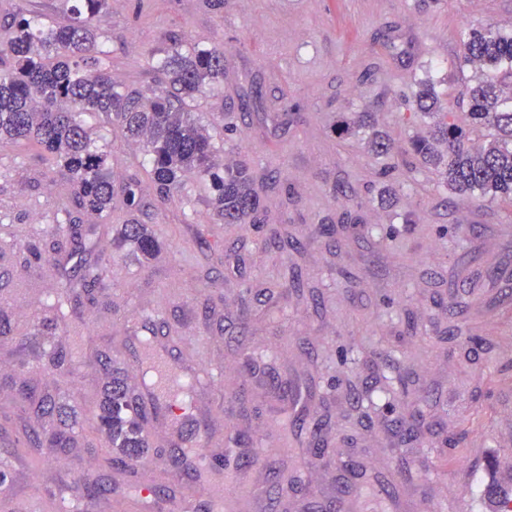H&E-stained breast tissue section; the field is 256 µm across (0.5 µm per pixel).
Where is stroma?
I'll use <instances>...</instances> for the list:
<instances>
[{"instance_id": "35a3bbf8", "label": "stroma", "mask_w": 512, "mask_h": 512, "mask_svg": "<svg viewBox=\"0 0 512 512\" xmlns=\"http://www.w3.org/2000/svg\"><path fill=\"white\" fill-rule=\"evenodd\" d=\"M118 84L163 89L158 61L173 39L224 50V91L191 103L233 165L263 178L257 225L213 219L208 186L187 175L158 197L143 146L91 114L120 179L139 180L145 210L114 202L111 218L82 212L86 247L74 250L58 216L70 177L26 143L0 145V240L15 249L0 265V289L21 276L54 293L88 263L108 265L107 287L79 301L71 323L91 342L60 331L65 371L30 368L38 356L35 295L0 296V434L48 426L21 412L29 383L53 399L76 388L97 410L117 366L120 323L138 308L163 307L161 331L182 358L203 337L222 385L201 406L228 408L241 444L291 421L288 512H331L353 461L363 475L358 512H490L488 484L512 489V204L452 193L402 152L426 134L414 93L427 81L458 124L468 117L477 75L460 65V35L512 33V0H111L94 19ZM365 116L348 136L335 128ZM393 144L384 157L368 140ZM147 224L161 250L136 260L103 252L118 225ZM39 243L41 261L26 246ZM287 281V293L277 284ZM321 422L324 454L301 425ZM238 483L269 512L278 483L260 466Z\"/></svg>"}]
</instances>
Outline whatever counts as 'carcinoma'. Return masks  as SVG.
Segmentation results:
<instances>
[{"mask_svg": "<svg viewBox=\"0 0 512 512\" xmlns=\"http://www.w3.org/2000/svg\"><path fill=\"white\" fill-rule=\"evenodd\" d=\"M75 2L63 23H46L18 11L4 27L6 40L0 44V144L35 143L68 172L72 188L63 213L71 243L82 245L74 212H110L117 199L137 211L142 205L138 181H115L107 151L81 119L86 112L106 116L129 140L145 144L149 176L160 195L177 192L186 175L196 174L211 183L213 195L207 203L215 219L256 224L262 199L249 167L224 170V146L188 109L198 93L224 84V49L175 40L162 60L166 90L147 95L119 87L112 82L110 56L93 24L110 0ZM461 47L460 63L483 71L470 92L469 114L473 127L486 128L489 134L482 143L467 145V132L427 82L416 93V108L433 118V127L428 137L410 141L405 152L436 169L456 194L512 203V96L504 94V87L512 85V35L493 28L474 30L462 37ZM116 240L119 247L131 245L145 258L160 249L147 225L138 221L120 225ZM102 275L101 262L85 266L79 282L66 285L65 298L78 285L95 286ZM63 299L57 298L58 312ZM19 398L22 408L57 418L52 429L31 440L44 439L60 453L73 447L74 427L66 405L26 385L19 388ZM94 419L99 432L112 439V447L133 458L148 452L117 379H112V393ZM485 496L494 512H512L511 493L492 483Z\"/></svg>", "mask_w": 512, "mask_h": 512, "instance_id": "cac0c4a2", "label": "carcinoma"}]
</instances>
